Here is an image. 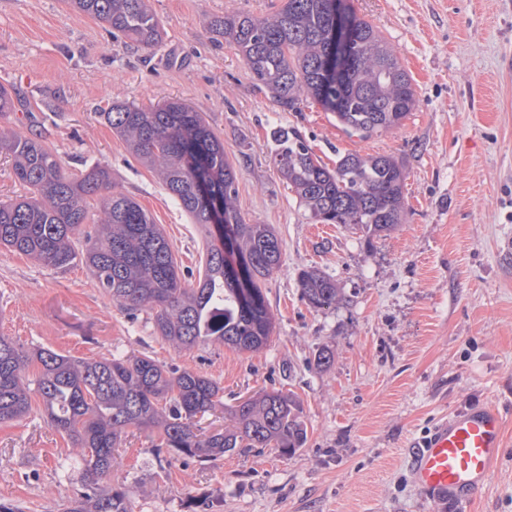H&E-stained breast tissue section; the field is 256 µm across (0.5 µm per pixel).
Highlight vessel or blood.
I'll list each match as a JSON object with an SVG mask.
<instances>
[{"instance_id":"obj_1","label":"vessel or blood","mask_w":512,"mask_h":512,"mask_svg":"<svg viewBox=\"0 0 512 512\" xmlns=\"http://www.w3.org/2000/svg\"><path fill=\"white\" fill-rule=\"evenodd\" d=\"M503 425L502 414L490 405L442 420L413 453L412 480L418 492L464 512L503 455Z\"/></svg>"}]
</instances>
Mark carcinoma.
<instances>
[{
    "mask_svg": "<svg viewBox=\"0 0 512 512\" xmlns=\"http://www.w3.org/2000/svg\"><path fill=\"white\" fill-rule=\"evenodd\" d=\"M69 6L109 28L128 44L150 48L161 40L160 24L148 0H67ZM357 33L351 63L337 77L327 64L333 52L336 0H285L273 15L238 13L213 20L212 27L236 47L257 85L285 110L312 98L336 116L348 133L371 138L401 124L417 105L410 78L394 50L369 22L350 14ZM22 105L0 86V116ZM145 165L157 167L164 184L200 225L208 239L198 286L182 282L167 239L131 197L112 192L109 169L95 165L79 178L68 175L50 149L29 137H13V174L28 196L0 202V246L56 268L76 257L112 302L127 312L154 313L156 331L177 348L218 343L240 352L266 346L274 316L260 281L281 266V244L268 224H248L236 206L234 168L224 142L199 112L180 101L148 109L114 104L101 113ZM272 156L288 188L309 218L321 224H349L366 239L389 233L404 217L403 164L391 155L347 154L330 169L314 157L294 128L273 136ZM202 158L211 200L195 192ZM231 227L250 287L225 270L224 248L215 243L209 202ZM95 224L97 228L87 229ZM83 242L81 253L76 243ZM302 298L317 310L340 300L336 280L316 267L298 272ZM37 358L35 382L24 371L29 355L0 336V422L28 412L30 385L42 398L51 424L79 449L83 491L68 512H134L127 487L107 488L114 449L132 428L159 427L167 447L214 460L238 448H274L289 456L303 447L307 430L302 407L281 391L248 398L232 411L231 424L203 435L195 419L221 403L220 388L208 377L168 367L149 356L73 360L52 351Z\"/></svg>",
    "mask_w": 512,
    "mask_h": 512,
    "instance_id": "cac0c4a2",
    "label": "carcinoma"
}]
</instances>
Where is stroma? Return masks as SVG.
Wrapping results in <instances>:
<instances>
[{"label": "stroma", "mask_w": 512, "mask_h": 512, "mask_svg": "<svg viewBox=\"0 0 512 512\" xmlns=\"http://www.w3.org/2000/svg\"><path fill=\"white\" fill-rule=\"evenodd\" d=\"M284 0H150L162 39L149 50L113 39L65 0H0V85L23 108L0 131L38 137L77 177L112 173L162 228L183 281L206 260L199 225L157 171L132 156L103 118L112 104L175 99L224 142L246 223L277 234L282 264L262 283L275 318L263 349H177L151 313L128 316L82 263L58 269L0 248V336L31 356L147 355L211 378L225 408L265 391L294 394L307 441L283 457L241 448L205 461L131 430L112 466L134 512H451L412 485V445L452 414L496 406L504 455L467 512H512V0H345L397 52L417 94L402 124L362 139L313 101L282 111L213 28L224 14L267 16ZM294 128L328 167L349 153L391 155L406 171L404 222L371 240L314 224L275 167L273 135ZM332 275L342 299L311 308L300 269ZM331 349L330 367L316 352ZM78 451L39 395L0 423V503L63 512L82 484Z\"/></svg>", "instance_id": "obj_1"}]
</instances>
